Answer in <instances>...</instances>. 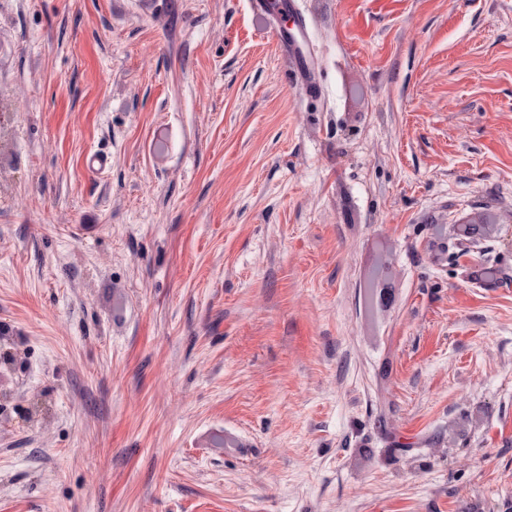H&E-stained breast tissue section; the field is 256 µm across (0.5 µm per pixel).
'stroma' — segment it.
Segmentation results:
<instances>
[{"mask_svg":"<svg viewBox=\"0 0 512 512\" xmlns=\"http://www.w3.org/2000/svg\"><path fill=\"white\" fill-rule=\"evenodd\" d=\"M299 5L0 0V512H512V0ZM265 1L249 0L247 3L253 11L260 13L267 19V37L281 51L287 71H289L295 83L300 85L308 95L321 94L322 88L318 80L320 74L319 58L314 52L311 33L305 17L297 13L294 3L290 5L288 3V14H295L292 28L282 26L272 19L269 6Z\"/></svg>","mask_w":512,"mask_h":512,"instance_id":"obj_1","label":"stroma"}]
</instances>
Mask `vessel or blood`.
I'll list each match as a JSON object with an SVG mask.
<instances>
[{
	"mask_svg": "<svg viewBox=\"0 0 512 512\" xmlns=\"http://www.w3.org/2000/svg\"><path fill=\"white\" fill-rule=\"evenodd\" d=\"M266 34L279 48L290 76L309 95L320 93L319 58L303 15H294L291 26L269 22Z\"/></svg>",
	"mask_w": 512,
	"mask_h": 512,
	"instance_id": "obj_1",
	"label": "vessel or blood"
}]
</instances>
